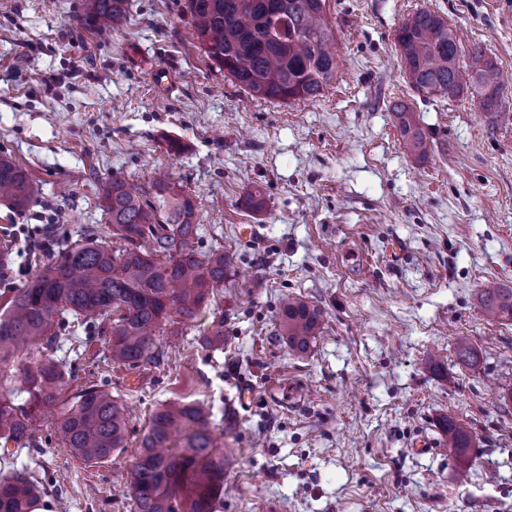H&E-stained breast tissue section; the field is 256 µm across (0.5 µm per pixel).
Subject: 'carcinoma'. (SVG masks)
<instances>
[{"label": "carcinoma", "instance_id": "carcinoma-1", "mask_svg": "<svg viewBox=\"0 0 512 512\" xmlns=\"http://www.w3.org/2000/svg\"><path fill=\"white\" fill-rule=\"evenodd\" d=\"M129 0H86L85 21L103 33L127 12ZM199 47L224 77L256 100L288 103L322 94L338 74L336 30L326 0H188ZM400 61L419 93L450 99L473 88L483 106H497L501 87L497 64L476 49L461 60L454 30L440 15L421 9L396 31ZM403 145L423 157L428 142L409 106H394ZM36 187L12 159L0 156V200L24 210ZM107 232L114 247L92 230L83 239L61 242L58 261L13 290L0 315V458L34 444L37 414L59 408L54 434L74 457L102 464L124 447L128 422L120 397L103 383L85 384L62 401L75 374L44 354L62 340L81 344L97 335L106 360L129 368L159 362L160 333L177 319H190L224 284L229 259L224 249L200 256L193 201L172 183L159 180L154 201H144L122 179L101 187ZM141 245H136L137 241ZM488 316L512 319V289L483 291ZM288 345L306 354L315 339L319 312L299 298L280 307ZM83 331L85 336L78 335ZM206 345L224 344V319L204 332ZM461 362L472 365L476 351L466 337L456 342ZM39 360H16L19 352ZM28 394L14 402L15 388ZM210 410L200 402H170L153 414L130 472V512H216L224 492V449L215 445ZM448 448L459 461L457 478L468 477L473 447L469 428L444 422ZM14 444L9 449L8 444ZM49 470L11 466L0 477V512H33L49 488Z\"/></svg>", "mask_w": 512, "mask_h": 512}]
</instances>
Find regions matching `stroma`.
I'll return each mask as SVG.
<instances>
[{
	"mask_svg": "<svg viewBox=\"0 0 512 512\" xmlns=\"http://www.w3.org/2000/svg\"><path fill=\"white\" fill-rule=\"evenodd\" d=\"M342 65L310 101L263 102L191 44L187 0H129L110 36L86 24L85 0H0V156L37 187L28 207L0 203L12 262L0 312L57 261V242L101 228V184L143 199L167 175L194 200L200 254L223 248L224 285L158 364L105 361L100 342L61 341L53 359L78 384L108 376L132 410L124 450L88 465L37 422L33 449L68 512H130L127 480L158 406L200 401L231 449L218 512H512V320L482 310L490 285L512 288V0H326ZM427 9L464 50L504 75L499 109L481 98L418 94L396 31ZM414 111L429 152L404 148L392 112ZM265 206L253 210L249 188ZM255 224L257 240L239 227ZM320 312L311 350L280 333L282 301ZM224 345L202 347L213 318ZM479 354L456 355L459 337ZM249 400H241V391ZM469 427L470 478L459 482L442 424ZM431 440L432 448L416 445Z\"/></svg>",
	"mask_w": 512,
	"mask_h": 512,
	"instance_id": "35a3bbf8",
	"label": "stroma"
}]
</instances>
